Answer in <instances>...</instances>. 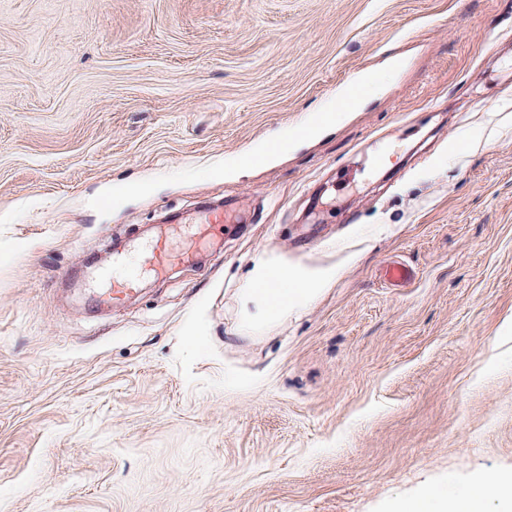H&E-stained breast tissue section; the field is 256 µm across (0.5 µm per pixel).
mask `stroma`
Returning <instances> with one entry per match:
<instances>
[{"label":"stroma","mask_w":512,"mask_h":512,"mask_svg":"<svg viewBox=\"0 0 512 512\" xmlns=\"http://www.w3.org/2000/svg\"><path fill=\"white\" fill-rule=\"evenodd\" d=\"M227 196L252 223L106 302L113 236ZM259 253L339 274L245 336ZM504 472L512 0H0V512H390Z\"/></svg>","instance_id":"stroma-1"}]
</instances>
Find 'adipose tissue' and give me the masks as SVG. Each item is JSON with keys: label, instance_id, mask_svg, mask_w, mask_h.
Returning a JSON list of instances; mask_svg holds the SVG:
<instances>
[{"label": "adipose tissue", "instance_id": "ef3b65f1", "mask_svg": "<svg viewBox=\"0 0 512 512\" xmlns=\"http://www.w3.org/2000/svg\"><path fill=\"white\" fill-rule=\"evenodd\" d=\"M336 268L297 271L283 277L280 264L257 256L239 290L242 329L252 334L270 329L289 311L310 303L336 277ZM395 512H512V473L487 483L447 491L431 489L413 503H400Z\"/></svg>", "mask_w": 512, "mask_h": 512}]
</instances>
